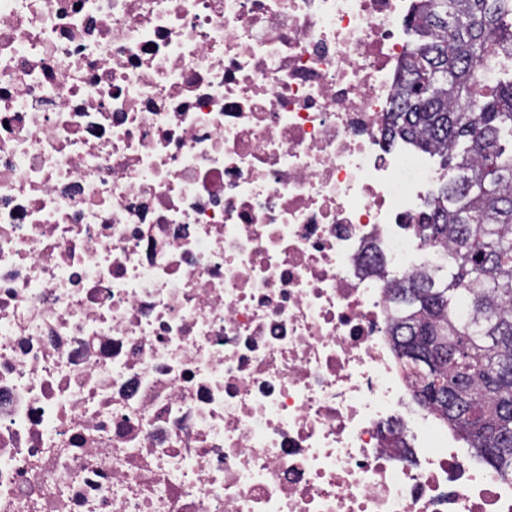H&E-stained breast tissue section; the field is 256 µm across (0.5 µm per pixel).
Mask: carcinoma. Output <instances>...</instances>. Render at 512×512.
I'll list each match as a JSON object with an SVG mask.
<instances>
[{"label": "carcinoma", "mask_w": 512, "mask_h": 512, "mask_svg": "<svg viewBox=\"0 0 512 512\" xmlns=\"http://www.w3.org/2000/svg\"><path fill=\"white\" fill-rule=\"evenodd\" d=\"M512 0H421L417 41L396 82L384 138L436 151L459 172L427 201L425 241L448 260L398 289L399 359L433 362L414 398L501 474H512V78L480 66L512 56Z\"/></svg>", "instance_id": "1"}]
</instances>
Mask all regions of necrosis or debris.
Here are the masks:
<instances>
[{
	"label": "necrosis or debris",
	"instance_id": "4bbe7bcc",
	"mask_svg": "<svg viewBox=\"0 0 512 512\" xmlns=\"http://www.w3.org/2000/svg\"><path fill=\"white\" fill-rule=\"evenodd\" d=\"M414 4L0 0V512H512L389 335Z\"/></svg>",
	"mask_w": 512,
	"mask_h": 512
}]
</instances>
